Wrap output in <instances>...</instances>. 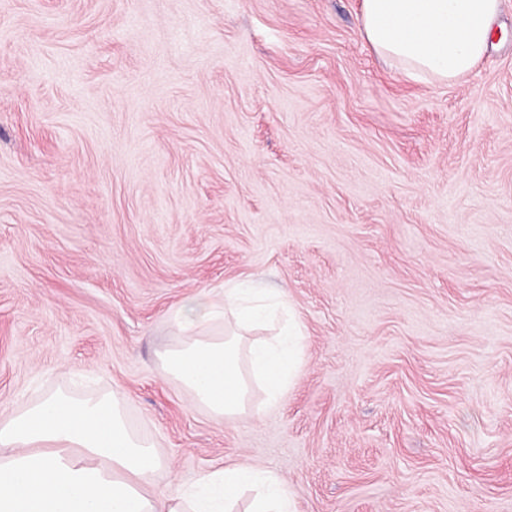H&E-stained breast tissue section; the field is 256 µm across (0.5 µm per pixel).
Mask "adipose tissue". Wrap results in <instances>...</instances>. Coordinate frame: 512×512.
I'll return each mask as SVG.
<instances>
[{
    "label": "adipose tissue",
    "instance_id": "ef3b65f1",
    "mask_svg": "<svg viewBox=\"0 0 512 512\" xmlns=\"http://www.w3.org/2000/svg\"><path fill=\"white\" fill-rule=\"evenodd\" d=\"M500 0H363L366 40L417 81L452 83L483 58ZM120 393H54L0 421V512H296L276 471L234 464L187 485L153 482L163 461L128 424Z\"/></svg>",
    "mask_w": 512,
    "mask_h": 512
}]
</instances>
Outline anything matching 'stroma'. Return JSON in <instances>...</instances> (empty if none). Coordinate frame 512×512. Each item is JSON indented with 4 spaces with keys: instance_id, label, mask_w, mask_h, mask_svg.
Instances as JSON below:
<instances>
[{
    "instance_id": "35a3bbf8",
    "label": "stroma",
    "mask_w": 512,
    "mask_h": 512,
    "mask_svg": "<svg viewBox=\"0 0 512 512\" xmlns=\"http://www.w3.org/2000/svg\"><path fill=\"white\" fill-rule=\"evenodd\" d=\"M237 280L305 337L230 424L158 354ZM115 390L161 485L512 512V0L450 85L383 61L362 0H0V418Z\"/></svg>"
}]
</instances>
